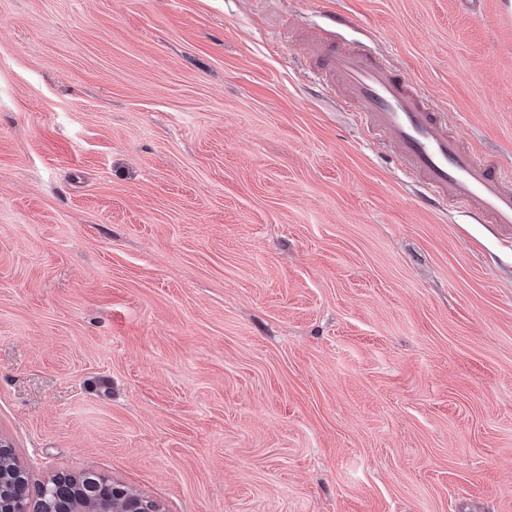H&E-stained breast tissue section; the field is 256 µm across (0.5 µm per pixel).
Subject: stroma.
I'll return each instance as SVG.
<instances>
[{
    "mask_svg": "<svg viewBox=\"0 0 512 512\" xmlns=\"http://www.w3.org/2000/svg\"><path fill=\"white\" fill-rule=\"evenodd\" d=\"M331 24L512 172V0H0V438L32 483L512 512V226L322 90L299 34Z\"/></svg>",
    "mask_w": 512,
    "mask_h": 512,
    "instance_id": "stroma-1",
    "label": "stroma"
}]
</instances>
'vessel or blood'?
Instances as JSON below:
<instances>
[{
    "label": "vessel or blood",
    "mask_w": 512,
    "mask_h": 512,
    "mask_svg": "<svg viewBox=\"0 0 512 512\" xmlns=\"http://www.w3.org/2000/svg\"><path fill=\"white\" fill-rule=\"evenodd\" d=\"M317 79L390 140L394 156L430 193L459 207L478 206L491 223L512 225V177L441 125V112L401 70L364 46H338L326 34L303 36Z\"/></svg>",
    "instance_id": "vessel-or-blood-1"
}]
</instances>
